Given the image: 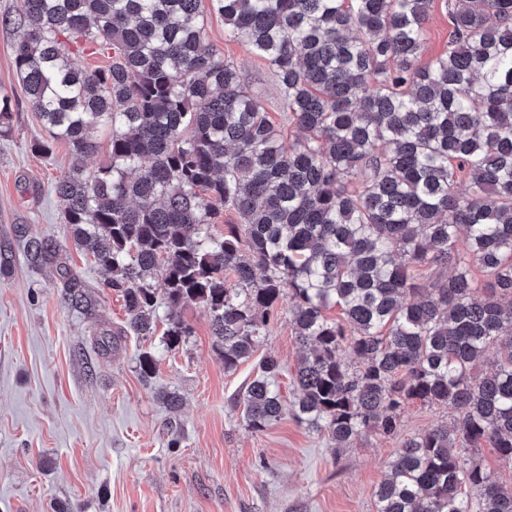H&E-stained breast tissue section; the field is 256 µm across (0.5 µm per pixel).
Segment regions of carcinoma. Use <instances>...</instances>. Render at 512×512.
I'll use <instances>...</instances> for the list:
<instances>
[{"label": "carcinoma", "instance_id": "cac0c4a2", "mask_svg": "<svg viewBox=\"0 0 512 512\" xmlns=\"http://www.w3.org/2000/svg\"><path fill=\"white\" fill-rule=\"evenodd\" d=\"M434 4L211 0L273 71L293 140L208 43L202 0H21L0 22L23 31L17 78L49 134L34 150L62 141L73 158L54 186L64 223L125 303L102 353L160 323L172 351L201 304L234 372L287 297L296 394L283 403L265 357L239 399L250 429L289 412L352 448L397 434L410 402L446 405L453 423L397 449L376 512H512L480 462L484 448L512 458V0H446L448 50L425 62ZM87 50L112 64L82 67ZM12 118L4 95L0 135ZM103 128L110 163L85 176ZM215 202L239 218L220 237ZM16 234L92 317L60 245ZM491 348L494 368L473 373ZM157 358L139 356L143 380Z\"/></svg>", "mask_w": 512, "mask_h": 512}]
</instances>
